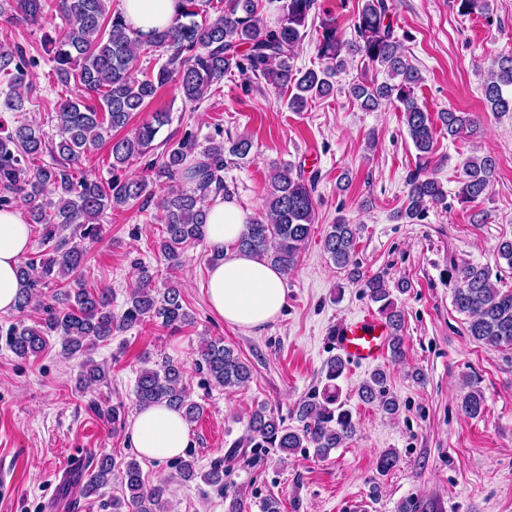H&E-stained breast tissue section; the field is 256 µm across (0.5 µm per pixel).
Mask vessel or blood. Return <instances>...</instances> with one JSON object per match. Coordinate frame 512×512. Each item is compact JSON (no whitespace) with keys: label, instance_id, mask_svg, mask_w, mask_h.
I'll return each mask as SVG.
<instances>
[{"label":"vessel or blood","instance_id":"obj_1","mask_svg":"<svg viewBox=\"0 0 512 512\" xmlns=\"http://www.w3.org/2000/svg\"><path fill=\"white\" fill-rule=\"evenodd\" d=\"M392 330L372 313L351 317L336 328L332 343L350 364L369 367L383 360L389 349Z\"/></svg>","mask_w":512,"mask_h":512}]
</instances>
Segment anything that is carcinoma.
Wrapping results in <instances>:
<instances>
[{
    "label": "carcinoma",
    "mask_w": 512,
    "mask_h": 512,
    "mask_svg": "<svg viewBox=\"0 0 512 512\" xmlns=\"http://www.w3.org/2000/svg\"><path fill=\"white\" fill-rule=\"evenodd\" d=\"M56 10L66 28L53 37L44 35V45L53 52L54 72L59 82L74 83L78 95L60 104L54 128L60 160L48 164L42 156L49 149V136L37 124L15 119L13 125L0 120V207L14 197L27 205L29 223L42 225V239L50 245L49 257L42 254L21 261L20 289L15 311L18 319L7 331V345L20 359L41 353L48 337L59 336L61 355L72 358L88 350V344L108 341L117 332L134 327L145 319L179 329L192 323L184 307L180 285L170 283L163 291L151 288L149 267L140 270L131 287L125 309L112 313L110 290L92 291L80 278L85 263L84 242L99 235V219L108 211L124 209L140 200L151 199L154 189L166 188L161 221L164 234L158 249L175 270L186 260V251L206 238V202L227 192L224 169L227 156L246 159L253 142L246 136L224 147L218 129L198 147L197 137L185 133L168 144L157 159L148 162L149 175L123 173L135 158L154 151L159 131L169 124V113H150L131 136L112 137V131L126 127L132 116L144 109L158 90L176 84L190 101L205 99L211 88L236 70L247 77L271 85L288 94V107L303 111L307 104L333 94L335 77L350 57L358 56L367 69L383 72L379 82L363 77L349 87L350 96L367 111L392 104L402 112L409 137L419 159L429 162L435 128L427 109L419 104L416 89L422 82L402 39L392 23L389 0H359L355 16V38L345 43L337 32L336 18L323 17L316 29V48L321 67L302 70L295 66L293 48L309 34V21L318 16L317 0H275L278 19L272 26L260 25L259 0H224L217 17L209 16L211 0H180L181 11L170 26L143 37L126 22L122 12L109 13L111 0H55ZM492 0H453L459 14L479 12L490 17ZM46 0H0V18L8 23L25 21L36 25L44 15ZM162 51L166 60L152 73L136 67L146 51ZM35 59L17 44H0V108L25 111L29 85L25 83ZM483 96L490 110L512 112V56L495 61L484 81ZM98 95L100 105L88 104L84 95ZM441 130L455 139L476 125L469 112L450 109L439 113ZM109 141L112 176L103 181L83 171L87 154ZM497 163L492 155L473 156L463 165L458 198L474 203L488 191ZM192 188L185 190L180 183ZM406 206L396 218L412 223L432 205L444 204L447 191L440 181L419 167L407 179ZM317 201L315 177H305L291 163L275 165L265 188L262 210L245 224L239 247L272 264L283 274L297 265L315 224ZM359 225L340 216L324 236L323 250L338 269H349L352 279L360 277L354 254ZM456 287L453 305L468 316L467 333L489 349L512 346V290H502L491 280L492 269L466 263L454 267ZM54 286L52 302L42 305L43 318L29 325L27 311L43 289ZM363 288L378 311L394 329L391 357L405 356L399 335L402 315L392 291L381 276L364 280ZM198 366L218 386L239 387L249 381L251 368L222 340H210L199 351ZM344 361L335 356L326 364V384L313 391L297 409L301 426H284L266 406L251 410L245 434L235 440V448H273L286 455L299 448H315L325 456L341 447L356 431L352 413L340 399L336 381L343 375ZM386 373L374 370L359 388L361 399L376 403L388 416L399 414L398 400L386 388ZM107 381L99 365L87 361L79 374V386L86 388ZM136 406L146 408L164 403L184 420H198L204 407L190 396L184 365L170 357L154 368L140 371L135 387ZM485 404L481 389H471L461 399V411L479 416ZM177 478L190 482L197 476L194 457L177 458ZM81 495L89 497L112 482L111 455L101 453L85 468ZM228 471L224 460L214 461L203 475L206 483L224 488ZM128 496L103 504L109 512H160L166 488H146L140 464L133 459L121 472Z\"/></svg>",
    "instance_id": "1"
}]
</instances>
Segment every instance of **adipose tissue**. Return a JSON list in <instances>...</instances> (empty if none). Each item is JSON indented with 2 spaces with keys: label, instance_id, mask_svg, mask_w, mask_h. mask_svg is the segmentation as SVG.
Returning <instances> with one entry per match:
<instances>
[{
  "label": "adipose tissue",
  "instance_id": "1",
  "mask_svg": "<svg viewBox=\"0 0 512 512\" xmlns=\"http://www.w3.org/2000/svg\"><path fill=\"white\" fill-rule=\"evenodd\" d=\"M125 19L147 36L171 23L179 0H122ZM207 244L222 253L208 271L207 296L225 322L251 332L275 321L284 309L287 292L282 274L271 264L241 250L238 241L246 217L234 199L215 196L206 204ZM30 232L21 208L0 210V312L13 311L20 291V260L28 252ZM131 442L146 460L165 463L188 448L189 431L181 415L166 405L136 411L129 428Z\"/></svg>",
  "mask_w": 512,
  "mask_h": 512
}]
</instances>
